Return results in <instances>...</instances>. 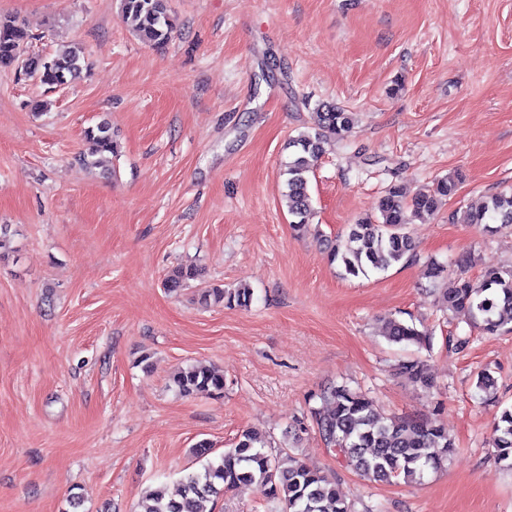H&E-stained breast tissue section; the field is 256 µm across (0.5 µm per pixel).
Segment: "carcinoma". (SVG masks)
Masks as SVG:
<instances>
[{"label":"carcinoma","instance_id":"carcinoma-1","mask_svg":"<svg viewBox=\"0 0 512 512\" xmlns=\"http://www.w3.org/2000/svg\"><path fill=\"white\" fill-rule=\"evenodd\" d=\"M124 21L130 23L146 45L160 48L172 38L176 25L169 0H121ZM30 35L15 19L0 18V69H16L38 77L42 85L66 87L88 70L83 47L59 50L46 64L42 55L29 52ZM352 118L345 109L331 104L319 107L318 122L311 130L290 139L293 152L284 165L282 196L293 217L297 233L309 228L313 213L310 175L330 141L340 142L350 132ZM86 147L75 158L83 169L93 172L106 153H115L117 144L110 123L102 119L85 131ZM458 177L441 178L409 200L393 186L381 198L379 216L349 225L345 236L331 247L330 259L338 262L346 277L384 272L415 255L416 245L406 232L410 218L426 219L438 210L442 200L455 194ZM467 223L479 224L488 233L512 227V192L490 198L486 205L468 214ZM194 267H177L167 275L165 286L176 291L197 278ZM426 276L434 283H446L441 300L448 311L464 319L485 335L512 331V270L488 267L480 286L463 277L448 282L447 269L437 261L426 265ZM253 293L248 288L226 291L204 289L198 302H224L247 307ZM384 336L396 344L431 348L432 334L400 321L387 322ZM399 375L423 387H433L425 361L416 358L398 365ZM179 394H224V375L206 367L189 365L173 376ZM323 407L311 411L318 433L326 445L343 457L357 474L380 482L418 483L428 471L448 464L455 447L448 432L435 418L395 419L381 415L374 400L345 384L330 387L321 396ZM271 442L252 431L239 435L235 446L213 457L207 443L195 448L202 469L181 477V494L168 497L161 488L146 492L143 512H215L212 504L226 491H243L253 486L264 489L268 512H351L336 483L320 471L293 456L283 459L267 451ZM492 448L499 460L512 465V407L501 411L494 427Z\"/></svg>","mask_w":512,"mask_h":512}]
</instances>
